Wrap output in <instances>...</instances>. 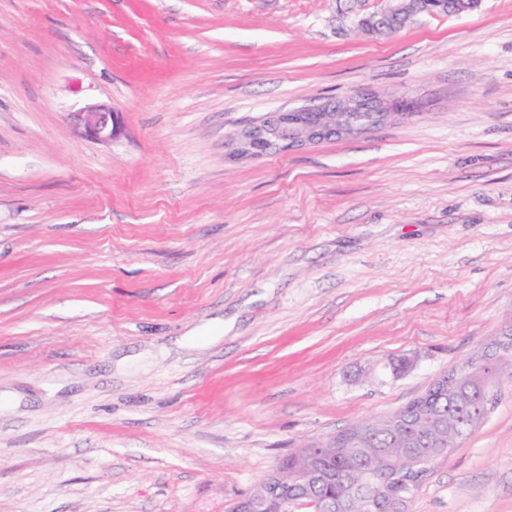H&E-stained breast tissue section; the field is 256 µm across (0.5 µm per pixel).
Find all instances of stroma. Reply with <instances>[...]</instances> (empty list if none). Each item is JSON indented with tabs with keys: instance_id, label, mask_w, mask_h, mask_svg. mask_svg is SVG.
<instances>
[{
	"instance_id": "obj_1",
	"label": "stroma",
	"mask_w": 512,
	"mask_h": 512,
	"mask_svg": "<svg viewBox=\"0 0 512 512\" xmlns=\"http://www.w3.org/2000/svg\"><path fill=\"white\" fill-rule=\"evenodd\" d=\"M389 5L0 0V512H227L512 323V0ZM361 89L413 112L235 155ZM408 512H512V384ZM400 2L394 8L372 13L367 16H357L356 24L362 30L367 32L382 31L384 28L385 18L388 16H399L410 18V16L417 14L435 15L443 13V11H436L435 8L430 6L428 0H395ZM444 14V13H443ZM386 27L393 31H397L402 27V21L397 18H387L385 21ZM73 119L82 134L90 139L111 141L120 133L118 113L103 104L88 105L73 112Z\"/></svg>"
}]
</instances>
